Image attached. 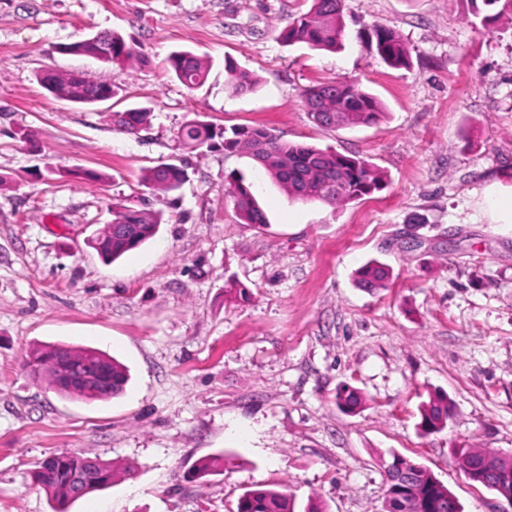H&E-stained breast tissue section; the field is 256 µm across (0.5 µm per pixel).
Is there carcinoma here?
Listing matches in <instances>:
<instances>
[{
	"label": "carcinoma",
	"mask_w": 512,
	"mask_h": 512,
	"mask_svg": "<svg viewBox=\"0 0 512 512\" xmlns=\"http://www.w3.org/2000/svg\"><path fill=\"white\" fill-rule=\"evenodd\" d=\"M467 17L490 30L505 16L512 17V0H460ZM344 0H311L310 9L295 17L280 33L288 44H305L312 49L334 51L342 45ZM368 41L379 58L392 68L409 65L407 49L398 34L383 26L368 32ZM62 51L94 57L104 64L128 62L133 49L115 32H100L62 47ZM169 71L186 87L202 86L210 71L209 63L188 51L172 53ZM227 83L239 95L256 91L259 80L230 58L224 59ZM39 84L53 97L79 104H96L112 99L116 91L105 80L82 72L44 71ZM301 102L318 125L332 128L372 126L385 112L382 103L359 85L336 79L305 89ZM150 111L131 108L115 115L119 130L136 135L149 122ZM224 137V149L240 152L262 168L294 201H317L343 206L362 199L387 186V176L367 160L345 155L329 147L288 143L263 127H238L231 134L217 132L207 121L194 118L179 131L183 148L204 153L217 136ZM187 175L186 166L162 164L142 172L141 184L168 194L180 188ZM225 194L236 214L248 224H265L267 218L258 205L253 186L239 177L227 182ZM116 230L98 234L90 247L105 261L112 262L150 240L162 223L159 212L117 205L112 210ZM390 269L370 260L356 271L358 287L369 291L387 287ZM76 361H88L98 380L77 386L61 375V367ZM25 366L35 379H44L64 397L85 400L114 397L124 391L128 381L125 367L115 358L94 348L42 344L30 351ZM336 404L349 412L361 406L359 393L350 387L336 392ZM452 403L448 394L439 391L429 396L421 409L420 428L426 434L438 433L448 424ZM453 454L463 470L477 474V483L501 497L512 498V454L474 448H455ZM386 476L385 512H462L456 497L440 480L414 461L395 452L381 460ZM224 470V456L200 459L194 466L198 479L217 475ZM117 474V466L101 458L76 453L53 454L31 472L32 483L41 487L54 503L53 512H66L76 500L107 488ZM237 512H297L296 502L278 487L253 489L238 500Z\"/></svg>",
	"instance_id": "cac0c4a2"
}]
</instances>
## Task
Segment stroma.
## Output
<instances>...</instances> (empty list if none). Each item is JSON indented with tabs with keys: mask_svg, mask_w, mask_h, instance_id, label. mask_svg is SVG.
I'll list each match as a JSON object with an SVG mask.
<instances>
[{
	"mask_svg": "<svg viewBox=\"0 0 512 512\" xmlns=\"http://www.w3.org/2000/svg\"><path fill=\"white\" fill-rule=\"evenodd\" d=\"M311 0H0V512H53L34 463L74 452L128 466L68 512H236L249 489H284L327 512H384L380 460L396 451L443 482L463 512H512L463 472L453 448L512 453V223L484 192L512 194V20L470 25L456 0H346L343 47L287 45L278 34ZM395 30L409 68L363 39ZM113 31L125 66L63 53ZM211 63L199 88L168 68L175 51ZM232 58L260 79L240 96ZM43 71H80L120 94L96 105L51 97ZM350 79L387 110L374 126L324 128L303 89ZM151 112L139 134L114 113ZM263 126L283 140L358 155L387 187L345 206L289 200L250 159L180 150L183 124ZM187 162L170 195L144 169ZM97 180L74 177L75 169ZM251 182L266 213L247 224L224 195ZM122 202L159 211L156 236L114 263L87 240ZM389 266L387 288L355 269ZM235 277L245 297L227 298ZM93 347L129 370L116 398L60 396L25 370L29 351ZM365 399L336 405L341 385ZM453 403L447 427L418 429L429 395ZM223 454V474L192 479ZM389 278V267L376 260L368 261L356 271L358 287L369 291L387 288Z\"/></svg>",
	"mask_w": 512,
	"mask_h": 512,
	"instance_id": "1",
	"label": "stroma"
}]
</instances>
